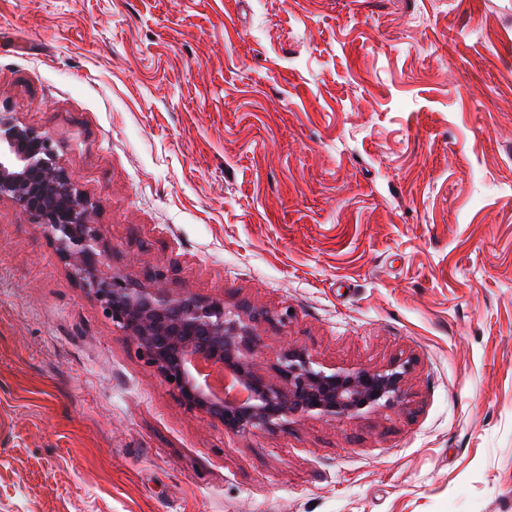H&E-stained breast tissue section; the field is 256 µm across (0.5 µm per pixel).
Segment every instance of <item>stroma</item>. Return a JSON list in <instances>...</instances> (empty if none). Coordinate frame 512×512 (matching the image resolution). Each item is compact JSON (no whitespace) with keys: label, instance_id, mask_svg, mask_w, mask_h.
<instances>
[{"label":"stroma","instance_id":"obj_1","mask_svg":"<svg viewBox=\"0 0 512 512\" xmlns=\"http://www.w3.org/2000/svg\"><path fill=\"white\" fill-rule=\"evenodd\" d=\"M1 112L102 270L290 312L263 374L415 365L228 433L0 200V512H512V0H0Z\"/></svg>","mask_w":512,"mask_h":512}]
</instances>
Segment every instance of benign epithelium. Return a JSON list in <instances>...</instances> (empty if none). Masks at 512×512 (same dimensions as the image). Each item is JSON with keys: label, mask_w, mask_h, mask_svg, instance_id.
Returning a JSON list of instances; mask_svg holds the SVG:
<instances>
[{"label": "benign epithelium", "mask_w": 512, "mask_h": 512, "mask_svg": "<svg viewBox=\"0 0 512 512\" xmlns=\"http://www.w3.org/2000/svg\"><path fill=\"white\" fill-rule=\"evenodd\" d=\"M16 204L48 228L61 252L141 356L177 390L181 404L237 435L274 430L292 417L336 419L378 407L404 406L412 361L381 368H324L305 351L279 355L276 376L258 372L260 347L249 305L224 307L151 278L131 282L100 268L104 244L87 200L75 189L49 135L0 113V200ZM234 374L244 399L213 394L196 378L188 356ZM174 380H169V377Z\"/></svg>", "instance_id": "1"}]
</instances>
